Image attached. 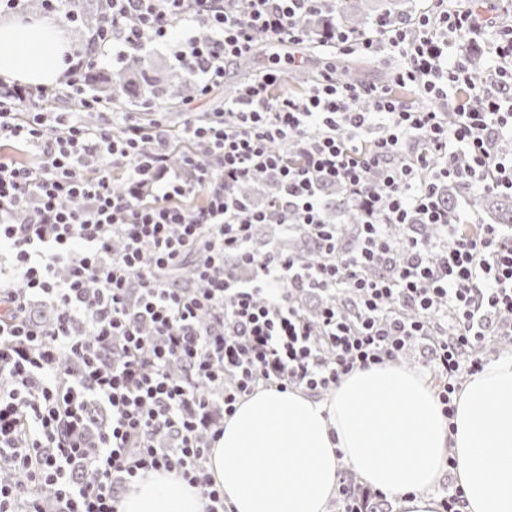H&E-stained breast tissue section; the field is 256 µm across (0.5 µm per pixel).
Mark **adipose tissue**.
<instances>
[{
  "label": "adipose tissue",
  "mask_w": 512,
  "mask_h": 512,
  "mask_svg": "<svg viewBox=\"0 0 512 512\" xmlns=\"http://www.w3.org/2000/svg\"><path fill=\"white\" fill-rule=\"evenodd\" d=\"M64 50L53 26L0 25V76L58 80ZM452 418L414 370L391 363L343 376L325 399L259 389L224 420L207 472L229 512H326L342 467L394 497L399 512H441L433 489L453 470L461 512H512V356L488 362L454 401ZM198 488L150 472L119 512H203Z\"/></svg>",
  "instance_id": "1"
}]
</instances>
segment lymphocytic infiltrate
Returning <instances> with one entry per match:
<instances>
[{
    "label": "lymphocytic infiltrate",
    "instance_id": "f902f5d3",
    "mask_svg": "<svg viewBox=\"0 0 512 512\" xmlns=\"http://www.w3.org/2000/svg\"><path fill=\"white\" fill-rule=\"evenodd\" d=\"M98 2L102 22L62 90L0 78V144L35 157L0 161V247L13 256L0 278V466L12 473L0 512H46V496L57 512H118L137 477L160 470L198 487L204 512H224L207 472L224 433L214 411L232 415L261 385L327 393L416 340L452 417L492 338L512 337V231L463 233L475 212L440 199L449 183L512 195V153L497 149L512 141V22L497 0H427L368 32L334 21L338 0ZM263 38L399 64L386 85L326 65L302 97L272 96L273 66L221 110L188 112L175 136L162 113L117 117L86 90L99 58L121 64L169 39L205 96ZM471 49L490 62L485 82L471 78ZM60 92L99 123L47 111ZM258 174L278 186L264 211L238 193ZM333 188L364 215L349 243L327 219ZM271 211L305 227L309 261L255 249ZM195 250L194 287L170 284ZM35 297L50 324L32 317ZM64 355L75 371L60 368Z\"/></svg>",
    "mask_w": 512,
    "mask_h": 512
}]
</instances>
